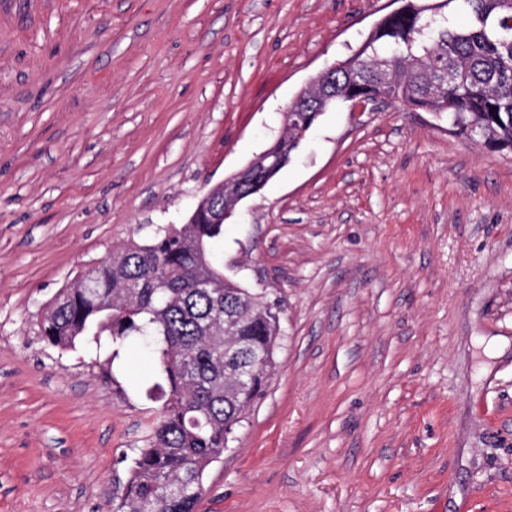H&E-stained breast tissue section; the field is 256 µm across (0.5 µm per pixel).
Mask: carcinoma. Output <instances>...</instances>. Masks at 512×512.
<instances>
[{
	"label": "carcinoma",
	"instance_id": "carcinoma-1",
	"mask_svg": "<svg viewBox=\"0 0 512 512\" xmlns=\"http://www.w3.org/2000/svg\"><path fill=\"white\" fill-rule=\"evenodd\" d=\"M339 62L336 83L319 75L288 105V134L269 149L287 156L309 128L317 91L351 103V89L396 106L428 107L460 135L512 154V44L502 34L512 0H403ZM461 15L466 22L454 23ZM495 111H490V108ZM273 178L260 161L236 187L224 188L195 222L132 240L81 273L47 303L39 335L68 349L81 337L113 347L128 342L153 354L157 381L147 390L162 406L138 449L112 512H195L207 468L224 453L276 369L280 300L224 274L219 219L226 201L257 194Z\"/></svg>",
	"mask_w": 512,
	"mask_h": 512
}]
</instances>
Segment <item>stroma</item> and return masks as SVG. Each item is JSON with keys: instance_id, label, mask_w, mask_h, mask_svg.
<instances>
[{"instance_id": "1", "label": "stroma", "mask_w": 512, "mask_h": 512, "mask_svg": "<svg viewBox=\"0 0 512 512\" xmlns=\"http://www.w3.org/2000/svg\"><path fill=\"white\" fill-rule=\"evenodd\" d=\"M395 8L0 0V512H109L157 418L147 353L48 346L44 304L183 224ZM224 262L282 335L196 512H512V154L332 108L239 202Z\"/></svg>"}]
</instances>
